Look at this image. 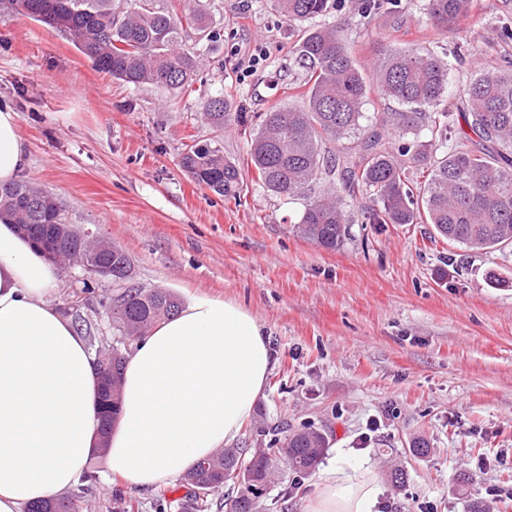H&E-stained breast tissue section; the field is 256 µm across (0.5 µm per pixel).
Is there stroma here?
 <instances>
[{
	"instance_id": "stroma-1",
	"label": "stroma",
	"mask_w": 512,
	"mask_h": 512,
	"mask_svg": "<svg viewBox=\"0 0 512 512\" xmlns=\"http://www.w3.org/2000/svg\"><path fill=\"white\" fill-rule=\"evenodd\" d=\"M352 0L326 22L345 26L353 53L433 48L447 52L449 82L475 67L512 66V0H473L460 34L427 19L425 0H398L397 18L360 25ZM219 32L184 42L201 57L193 85L174 90L113 79L49 26L0 14V105L16 112L25 145L22 180L49 191L67 223L98 230L133 263L135 286L180 299L204 296L247 309L260 323L270 370L236 446H274L282 425L327 433L342 453L383 471L392 453L406 471L380 482L376 512H466L468 497L496 493L493 512H512V255L472 252L434 236L427 224H367L368 197L350 200L352 236L330 251L299 237L300 199L261 187L248 162L254 115L302 106L297 30L272 0H178ZM266 65L239 78L253 49ZM223 94L246 125L216 130L201 116ZM221 147L239 163V199L193 182L179 165L194 144ZM425 439L427 456L410 451ZM470 496H461V476ZM158 512V492L120 478L98 482L85 512Z\"/></svg>"
}]
</instances>
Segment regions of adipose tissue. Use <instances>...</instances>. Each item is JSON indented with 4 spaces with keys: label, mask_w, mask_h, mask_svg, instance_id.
Segmentation results:
<instances>
[{
    "label": "adipose tissue",
    "mask_w": 512,
    "mask_h": 512,
    "mask_svg": "<svg viewBox=\"0 0 512 512\" xmlns=\"http://www.w3.org/2000/svg\"><path fill=\"white\" fill-rule=\"evenodd\" d=\"M24 166L17 114L0 105V183ZM59 266L0 219V512L64 496L103 450L106 473L166 484L234 440L263 393L262 328L242 306L194 297L140 339L124 365L122 414L101 435L98 379L74 324L52 304ZM376 477L344 454L305 512H373Z\"/></svg>",
    "instance_id": "1"
}]
</instances>
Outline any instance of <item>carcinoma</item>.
<instances>
[{
	"label": "carcinoma",
	"instance_id": "obj_1",
	"mask_svg": "<svg viewBox=\"0 0 512 512\" xmlns=\"http://www.w3.org/2000/svg\"><path fill=\"white\" fill-rule=\"evenodd\" d=\"M158 0H0L17 12L60 32L100 71L128 84L156 83L184 90L194 83L199 56L185 49L184 27L199 40L212 42L217 33L195 13L177 14ZM472 0H426L430 21L457 30ZM274 9L290 22H304L326 13L329 0H273ZM397 0H357L359 20L396 12ZM307 70L305 105L274 108L259 115L260 124L248 143L250 165L268 191L306 203L299 224L301 237L334 250L350 236L345 197L368 196L367 224H429L433 233L469 251L512 249V68L475 71L459 89L460 114L448 111V62L429 48L380 49L364 65L353 56L346 29H305L294 46ZM391 99L400 112H377L363 124L370 95ZM205 120L224 129L247 120L230 111L224 95L201 103ZM430 139L421 140L422 131ZM458 138L451 152L448 141ZM179 163L195 182L226 198L240 194L239 164L218 146L192 145ZM427 173L423 183L409 170ZM0 218L11 221L37 248H59L66 259H92L112 267V283L127 284L132 260L120 246L90 244L77 236L54 240L63 223L56 199L26 181L0 184ZM178 296L165 289L125 287L108 310L120 337L140 339L157 324L178 313ZM89 347L99 341L90 321L73 313ZM101 434L118 420L122 378L107 379L99 365ZM288 467L274 464L271 448L224 447L200 460L181 478L186 493L168 501L177 512H269V492L276 477L290 471L312 473L328 449L318 430L289 432ZM96 477L87 476L68 498L30 506L27 512H81ZM238 484L233 498L212 500L224 483Z\"/></svg>",
	"mask_w": 512,
	"mask_h": 512
}]
</instances>
